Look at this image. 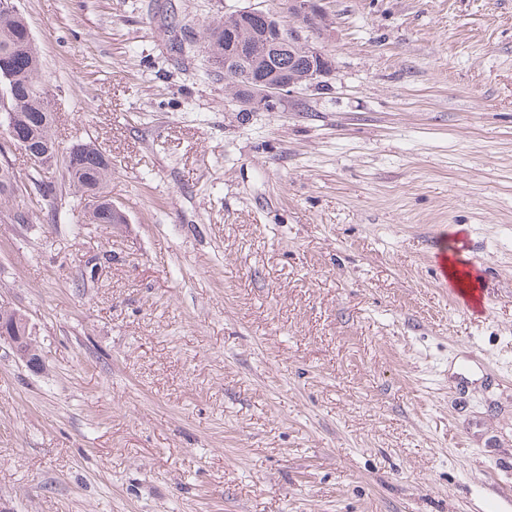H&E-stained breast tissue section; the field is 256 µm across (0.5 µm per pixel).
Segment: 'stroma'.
I'll return each instance as SVG.
<instances>
[{"instance_id":"obj_1","label":"stroma","mask_w":512,"mask_h":512,"mask_svg":"<svg viewBox=\"0 0 512 512\" xmlns=\"http://www.w3.org/2000/svg\"><path fill=\"white\" fill-rule=\"evenodd\" d=\"M255 6L20 0L127 221L5 152L0 512H512V0H324L328 89L243 112L201 33ZM33 335L30 322L24 314L4 303L0 304V342L6 341L31 371H38L41 368V358L37 353Z\"/></svg>"}]
</instances>
